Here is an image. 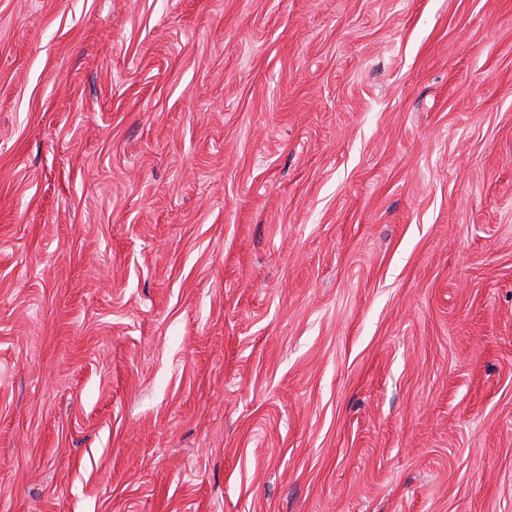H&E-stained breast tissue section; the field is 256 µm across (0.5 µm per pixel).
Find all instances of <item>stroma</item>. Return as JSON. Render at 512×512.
Returning a JSON list of instances; mask_svg holds the SVG:
<instances>
[{"mask_svg":"<svg viewBox=\"0 0 512 512\" xmlns=\"http://www.w3.org/2000/svg\"><path fill=\"white\" fill-rule=\"evenodd\" d=\"M0 512H512V0H0Z\"/></svg>","mask_w":512,"mask_h":512,"instance_id":"stroma-1","label":"stroma"}]
</instances>
